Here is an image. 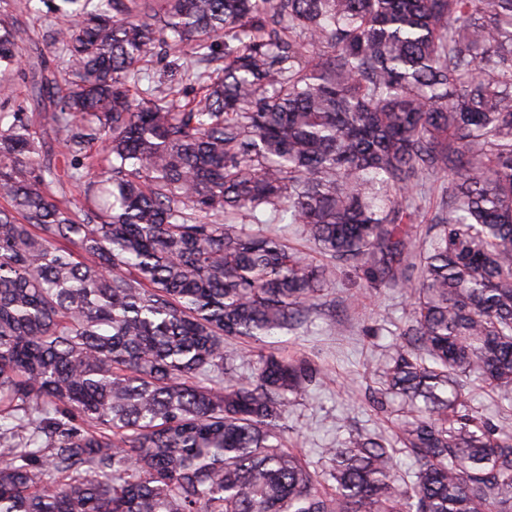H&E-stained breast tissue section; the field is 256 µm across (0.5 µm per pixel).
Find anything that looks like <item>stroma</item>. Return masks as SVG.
Listing matches in <instances>:
<instances>
[{
    "instance_id": "1",
    "label": "stroma",
    "mask_w": 512,
    "mask_h": 512,
    "mask_svg": "<svg viewBox=\"0 0 512 512\" xmlns=\"http://www.w3.org/2000/svg\"><path fill=\"white\" fill-rule=\"evenodd\" d=\"M5 14L30 30L31 49L55 58L50 0H0V16ZM410 313L408 293L363 288L343 266L301 327L268 340L266 350L306 358L327 374L290 405L284 432L287 448L319 469L325 465L322 449L339 447L349 435L392 434L396 416L370 411L366 391L376 380L375 364L395 343Z\"/></svg>"
}]
</instances>
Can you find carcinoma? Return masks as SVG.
<instances>
[{
	"label": "carcinoma",
	"mask_w": 512,
	"mask_h": 512,
	"mask_svg": "<svg viewBox=\"0 0 512 512\" xmlns=\"http://www.w3.org/2000/svg\"><path fill=\"white\" fill-rule=\"evenodd\" d=\"M55 11L59 69L0 18V512H512V427L470 413L475 382L512 413V0ZM164 48L199 100L133 93ZM341 265L412 315L371 391L397 433L320 473L283 421L323 372L224 343L300 325ZM448 181L446 178L435 176L427 181L425 187V194L422 193L416 197V204L420 207L419 216L417 217V224H414V235L417 239L423 237L427 227H429L432 218L439 211V208L446 200V187Z\"/></svg>",
	"instance_id": "carcinoma-1"
}]
</instances>
